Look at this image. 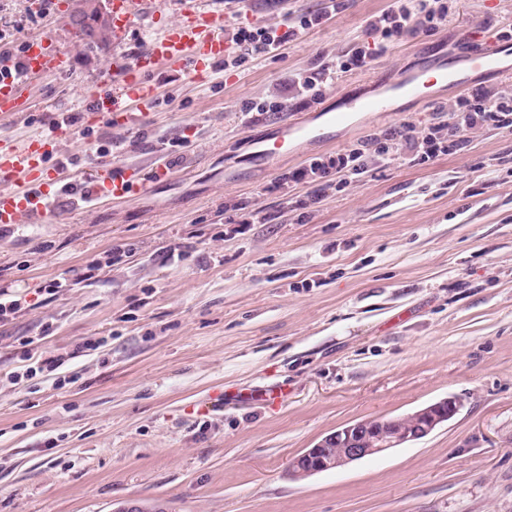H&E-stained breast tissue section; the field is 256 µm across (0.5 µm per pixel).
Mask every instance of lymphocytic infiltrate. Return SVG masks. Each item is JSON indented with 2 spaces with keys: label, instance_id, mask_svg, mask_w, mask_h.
<instances>
[{
  "label": "lymphocytic infiltrate",
  "instance_id": "1",
  "mask_svg": "<svg viewBox=\"0 0 512 512\" xmlns=\"http://www.w3.org/2000/svg\"><path fill=\"white\" fill-rule=\"evenodd\" d=\"M346 0H327L323 10L316 13L286 12L280 28L263 26L239 27L235 47L225 57V66L239 64L242 59L265 56L282 50L288 42L345 7ZM448 21V0H395L389 9L376 16L371 28L379 42L377 50L356 48L338 56L335 69L339 72L368 70L374 65L378 52L402 37L438 30ZM492 126L512 131V95H502L487 87H479L459 95L449 107L444 120L422 130L402 124L385 138L376 137L357 143L345 153L328 159H309L307 166L288 173L292 182L320 183L343 187L368 172L371 165L383 161L390 151L408 149L413 162L425 164L443 155L467 150L473 131Z\"/></svg>",
  "mask_w": 512,
  "mask_h": 512
}]
</instances>
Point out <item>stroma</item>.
I'll list each match as a JSON object with an SVG mask.
<instances>
[{
  "mask_svg": "<svg viewBox=\"0 0 512 512\" xmlns=\"http://www.w3.org/2000/svg\"><path fill=\"white\" fill-rule=\"evenodd\" d=\"M60 2L57 18L0 0L10 55L42 35L69 57L67 72L25 84L27 115L0 138L86 112L87 88L112 78L111 32L79 40L68 15L85 0ZM179 2L143 0L126 54L177 22ZM393 2L348 0L277 56L219 63L197 81L163 73L152 124L86 128L67 154L85 169L167 162L173 178L101 208L60 194L56 221L0 228V286L27 302L0 322V512H114L132 499L167 512H512V134L478 130L467 151L424 165L394 154L310 207L311 184L279 177L402 123L424 126L461 90L397 95L333 140L256 155L287 124L321 126L323 109L512 24V0H450L446 26L301 94L295 75L373 43L369 23ZM264 100L281 110H251ZM118 245L121 263L82 279ZM173 245L176 263L165 259ZM64 273L73 286L47 294ZM29 356L62 364L15 381ZM445 397L460 409L428 436L289 477L291 459L336 428Z\"/></svg>",
  "mask_w": 512,
  "mask_h": 512,
  "instance_id": "35a3bbf8",
  "label": "stroma"
}]
</instances>
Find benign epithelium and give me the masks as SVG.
I'll return each mask as SVG.
<instances>
[{
  "label": "benign epithelium",
  "mask_w": 512,
  "mask_h": 512,
  "mask_svg": "<svg viewBox=\"0 0 512 512\" xmlns=\"http://www.w3.org/2000/svg\"><path fill=\"white\" fill-rule=\"evenodd\" d=\"M459 407L455 398L447 397L399 419L370 418L342 427L295 456L289 464V474L295 479H305L383 454L417 436L430 434L451 419Z\"/></svg>",
  "instance_id": "7a95c632"
}]
</instances>
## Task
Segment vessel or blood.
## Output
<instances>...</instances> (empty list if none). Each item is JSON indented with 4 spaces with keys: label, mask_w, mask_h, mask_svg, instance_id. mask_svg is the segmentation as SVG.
<instances>
[{
    "label": "vessel or blood",
    "mask_w": 512,
    "mask_h": 512,
    "mask_svg": "<svg viewBox=\"0 0 512 512\" xmlns=\"http://www.w3.org/2000/svg\"><path fill=\"white\" fill-rule=\"evenodd\" d=\"M139 0H110L112 10V41L123 44L135 23ZM223 15L198 11L192 0H185L181 19L157 31L145 47L133 57L112 59V89L102 92L92 86L88 97L96 120L112 119L126 126L142 125L152 120L154 107L162 95L155 80L165 68H188L192 78H201L215 61L223 59L231 49L220 30ZM472 70L502 71L499 50L473 48L467 58ZM21 76L0 77V126L17 125L19 92L25 82L58 75L67 67V54L47 39H31L23 53ZM452 85L447 66L437 67L430 82L421 75H412L389 85L387 93L365 98H350L344 109L327 111V126L347 124L353 113H384L389 109L391 93L400 92L418 99L426 98L428 84ZM52 135L34 134L0 139V226L8 224H47L53 214L47 209L50 192H70L97 204L126 203L146 194L155 181L172 177L166 165H156L151 173L130 166L100 163L93 174L84 176L63 161L65 144L74 130L65 117H57ZM319 129L306 124L293 125L290 135L263 141L261 156L284 158L289 154L288 140L315 139Z\"/></svg>",
    "instance_id": "obj_1"
}]
</instances>
